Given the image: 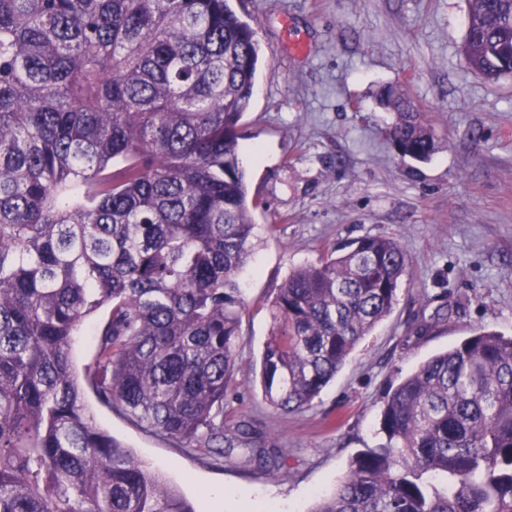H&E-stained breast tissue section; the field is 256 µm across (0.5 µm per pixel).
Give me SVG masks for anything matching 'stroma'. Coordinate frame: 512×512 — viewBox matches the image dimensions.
Here are the masks:
<instances>
[{"label":"stroma","mask_w":512,"mask_h":512,"mask_svg":"<svg viewBox=\"0 0 512 512\" xmlns=\"http://www.w3.org/2000/svg\"><path fill=\"white\" fill-rule=\"evenodd\" d=\"M256 30L257 87L239 128L257 226L240 275L247 302L226 422H252L285 456L279 479L213 465L97 404L100 424L189 501L232 512H309L351 457L377 442L389 387L484 328L512 335V76L485 82L461 47L466 0H233ZM402 88L436 135L430 160L401 158L381 87ZM405 245L410 273L392 314L311 406L263 402L254 363L289 272L365 235Z\"/></svg>","instance_id":"1"}]
</instances>
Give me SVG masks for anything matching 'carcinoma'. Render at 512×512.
Returning a JSON list of instances; mask_svg holds the SVG:
<instances>
[{
    "instance_id": "obj_1",
    "label": "carcinoma",
    "mask_w": 512,
    "mask_h": 512,
    "mask_svg": "<svg viewBox=\"0 0 512 512\" xmlns=\"http://www.w3.org/2000/svg\"><path fill=\"white\" fill-rule=\"evenodd\" d=\"M467 3L463 54L492 84L512 74V0ZM259 59L232 0H0V512H194L100 426L87 387L205 460L238 449L280 472L273 438L224 428L256 238L237 129ZM379 101L401 156L429 159L425 114L391 87ZM409 267L399 239L366 235L291 272L263 401L311 405ZM378 436L310 512H512V336L424 362L384 397ZM96 350L94 336H76L72 346V361L79 379H83L86 367L92 363Z\"/></svg>"
}]
</instances>
